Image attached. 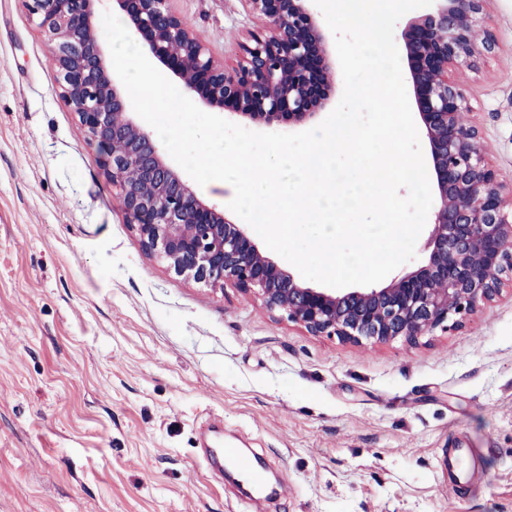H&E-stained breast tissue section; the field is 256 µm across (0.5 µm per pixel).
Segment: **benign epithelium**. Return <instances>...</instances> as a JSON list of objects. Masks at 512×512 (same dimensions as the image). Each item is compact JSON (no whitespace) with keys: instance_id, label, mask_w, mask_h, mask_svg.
Here are the masks:
<instances>
[{"instance_id":"obj_1","label":"benign epithelium","mask_w":512,"mask_h":512,"mask_svg":"<svg viewBox=\"0 0 512 512\" xmlns=\"http://www.w3.org/2000/svg\"><path fill=\"white\" fill-rule=\"evenodd\" d=\"M45 33L61 97L75 113L142 249L178 276L230 283L268 311L315 336L345 342L415 343L462 325L512 276V187L488 162L479 128L464 120L468 99L455 77L477 68L496 40L488 0H434L401 37L408 82L431 162L435 199L426 258L381 288L312 287L263 251L245 224L201 199L127 109L95 21L100 0H23ZM171 0H112L151 59L194 100L234 123L301 127L335 88L336 50L314 0H246L260 25L236 62L214 59Z\"/></svg>"}]
</instances>
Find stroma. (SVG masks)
Returning <instances> with one entry per match:
<instances>
[{
	"instance_id": "stroma-1",
	"label": "stroma",
	"mask_w": 512,
	"mask_h": 512,
	"mask_svg": "<svg viewBox=\"0 0 512 512\" xmlns=\"http://www.w3.org/2000/svg\"><path fill=\"white\" fill-rule=\"evenodd\" d=\"M215 59L245 0H171ZM462 70L512 181V0ZM46 38L0 0V512H512V288L408 345L314 336L169 272L126 222ZM266 465L245 495L215 435Z\"/></svg>"
}]
</instances>
